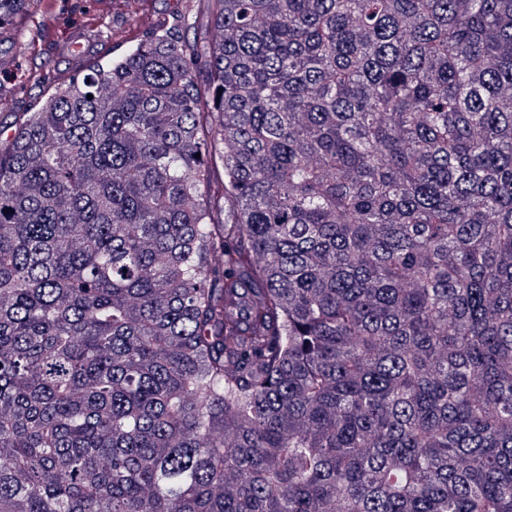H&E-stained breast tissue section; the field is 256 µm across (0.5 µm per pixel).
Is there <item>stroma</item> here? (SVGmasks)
Returning a JSON list of instances; mask_svg holds the SVG:
<instances>
[{"label": "stroma", "instance_id": "35a3bbf8", "mask_svg": "<svg viewBox=\"0 0 512 512\" xmlns=\"http://www.w3.org/2000/svg\"><path fill=\"white\" fill-rule=\"evenodd\" d=\"M46 13L16 18L13 25L0 30V130H8L34 103L45 98L54 84L69 79L74 73L70 54L64 44L70 37L90 25H98L105 36L92 45L86 55L93 62L112 54V41L107 33L135 22L141 32H148L160 15H182L188 20L187 34L198 42L208 41L211 28L208 0H156L147 12L128 17L118 0H52ZM26 44L18 53V44ZM40 72L45 81L27 82L28 72Z\"/></svg>", "mask_w": 512, "mask_h": 512}]
</instances>
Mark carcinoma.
<instances>
[{
  "label": "carcinoma",
  "mask_w": 512,
  "mask_h": 512,
  "mask_svg": "<svg viewBox=\"0 0 512 512\" xmlns=\"http://www.w3.org/2000/svg\"><path fill=\"white\" fill-rule=\"evenodd\" d=\"M210 2L0 138V512H512V0Z\"/></svg>",
  "instance_id": "carcinoma-1"
}]
</instances>
